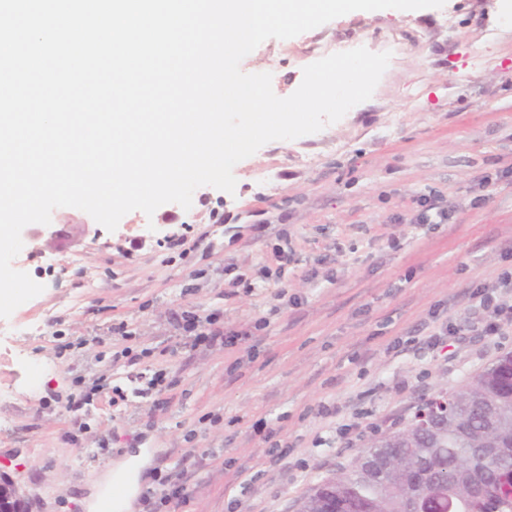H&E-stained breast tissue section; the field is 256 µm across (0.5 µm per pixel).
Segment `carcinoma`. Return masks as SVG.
Segmentation results:
<instances>
[{"label":"carcinoma","instance_id":"1","mask_svg":"<svg viewBox=\"0 0 512 512\" xmlns=\"http://www.w3.org/2000/svg\"><path fill=\"white\" fill-rule=\"evenodd\" d=\"M410 443L399 431L375 441L348 466L311 486L297 512H512L499 487L512 471V352L447 398Z\"/></svg>","mask_w":512,"mask_h":512}]
</instances>
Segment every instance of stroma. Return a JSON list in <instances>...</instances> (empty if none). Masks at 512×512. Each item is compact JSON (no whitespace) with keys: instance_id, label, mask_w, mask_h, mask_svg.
I'll use <instances>...</instances> for the list:
<instances>
[{"instance_id":"1","label":"stroma","mask_w":512,"mask_h":512,"mask_svg":"<svg viewBox=\"0 0 512 512\" xmlns=\"http://www.w3.org/2000/svg\"><path fill=\"white\" fill-rule=\"evenodd\" d=\"M390 52L372 97L340 121L237 163L234 193L126 214L107 231L55 209L13 260L44 290L0 318V477L26 512H86L109 464L156 454L187 504L159 512H296L297 500L425 400L512 352L473 297L512 271V11L446 0L270 38L291 95L305 66ZM445 221L420 224L421 198ZM216 314L229 342L179 322ZM453 328L447 345L413 341ZM162 374L160 389L150 388ZM90 404L69 405L85 393Z\"/></svg>"}]
</instances>
